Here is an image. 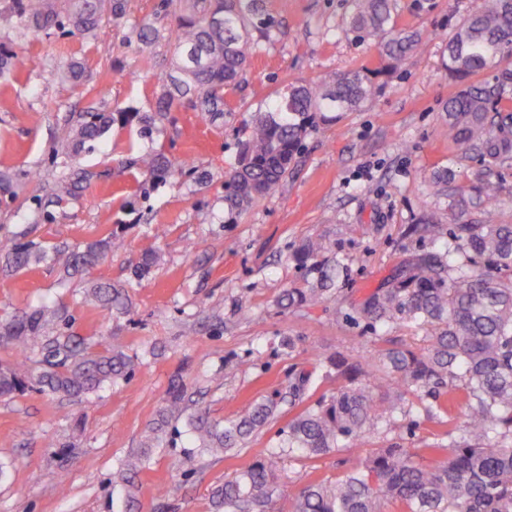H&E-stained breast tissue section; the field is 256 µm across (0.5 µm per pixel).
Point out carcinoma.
Segmentation results:
<instances>
[{
    "instance_id": "1",
    "label": "carcinoma",
    "mask_w": 512,
    "mask_h": 512,
    "mask_svg": "<svg viewBox=\"0 0 512 512\" xmlns=\"http://www.w3.org/2000/svg\"><path fill=\"white\" fill-rule=\"evenodd\" d=\"M129 27L136 40L150 45L164 30L149 22L129 23L127 0H0V30L25 39L52 28L79 34L89 42L105 21ZM349 30L377 41L381 58L392 71L421 44V34L398 23L391 0H350ZM271 19L262 16L259 0H179L169 30L171 67L153 74L160 89L154 112L86 111L68 127L62 141L65 155L75 158L92 149L114 126L132 122L143 138L152 137L157 122L188 100L208 114L230 112L224 93L244 82L250 58L262 40L271 37ZM512 57V0H482L464 17L446 41L442 67L460 89L444 106L448 140L456 154L476 157L488 168L512 165V112L506 105L512 90V68H502L494 83L475 85L471 79ZM36 55L15 56L0 45V78L20 70H37ZM62 82L82 85L84 62L72 59L58 73ZM376 73L352 69L317 84L291 83L265 108L255 112L248 138L240 144L237 162L225 174L224 204L236 212L269 195L293 169L303 142L316 120L335 122L372 101ZM144 180L137 191L149 194L175 171L162 151L130 161ZM99 177L95 171L72 167L50 188L57 199L70 196ZM452 166L435 171L430 186L437 204L455 209L467 219L448 229L442 252L415 256L409 275L371 292L354 308L352 319L372 332L381 327L407 325L422 333L420 347H381L369 353H342L319 363L345 384L329 397L309 403L317 368L302 370L291 381L290 403L301 410L282 431L279 444L267 449L234 477L212 492L213 512H272L280 483L286 478L301 484L293 512H512V224L497 214L500 187L483 183L478 199L469 205L448 192ZM410 233L437 239L440 225L426 216ZM111 233L82 249H48L32 240L0 239V252L15 270L51 261L65 272L91 268L109 250L122 247ZM325 246L305 243L295 254L302 265L319 268L311 288H290L286 307L317 304L341 292L347 272L342 260L335 268L319 262ZM86 297L103 309H124L121 289L96 282ZM65 321L57 308L17 309L0 319V396L35 388L51 395L88 396L106 384L132 375L135 363L117 346L85 343L58 331ZM448 396V406L463 405L460 438L434 448L426 459L417 448L388 444L363 454V448L398 416L410 413V398ZM187 409L186 389L175 375L165 405L151 423L139 451L117 464L114 484L133 496L139 468L150 459L168 434L172 420ZM278 402L248 404L235 418L218 421L198 410L186 426L195 447L216 456L244 448L276 417ZM344 450L353 465L334 481L309 480L296 472L288 476L281 463L297 457L311 460Z\"/></svg>"
}]
</instances>
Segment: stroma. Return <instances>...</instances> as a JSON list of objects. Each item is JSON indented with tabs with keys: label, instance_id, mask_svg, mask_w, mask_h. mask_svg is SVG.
<instances>
[{
	"label": "stroma",
	"instance_id": "obj_1",
	"mask_svg": "<svg viewBox=\"0 0 512 512\" xmlns=\"http://www.w3.org/2000/svg\"><path fill=\"white\" fill-rule=\"evenodd\" d=\"M478 4L393 0L399 24L423 40L386 74L374 42L346 31L347 0H263L275 37L260 42L246 84L228 97L230 112L215 120L184 105L158 123L152 138H140L133 126L112 132L80 159L101 179L57 203L49 202L46 186L70 165L61 150L69 116L92 106L152 110L150 76L169 66L170 55L165 43L144 45L110 25L86 45L60 31L25 40L0 31L1 45L44 60L43 68L0 83V170L13 175L11 192H0V235L76 249L116 229L124 239L122 249L69 278L48 262L6 271L0 254V316L18 307L58 308L70 334L117 345L136 364L129 379L80 404L32 388L0 397V512H212V488L275 446L294 417L286 400L293 374L339 351L372 350L365 326L344 314L388 280L405 277L413 256L432 249L409 232L421 216L452 224L430 194L433 170L452 165V190L468 200L473 186L500 182L503 217L512 221V166L489 171L478 160L453 159L440 133L443 106L458 89L441 65L445 40ZM74 55L87 64L88 81L79 88L57 78ZM356 67L379 70L374 100L311 129L280 186L228 213L224 175L256 110L288 83H316ZM34 111L43 114L37 126L29 120ZM159 150L207 170L208 181L177 173L148 198H135L139 172L125 161ZM158 224L167 228L164 237L152 232ZM310 239L327 243L325 261L347 263L343 292L320 305L285 308L286 289L316 280L295 259ZM152 253L160 262L134 277ZM100 279L125 290L128 312L85 299V288ZM285 336L294 337V352L281 348ZM176 374L190 408L212 418L233 419L245 404L270 398L279 402L278 415L238 452L200 455L185 434L163 442L126 496L112 484L115 466L138 448ZM461 422L460 410L438 417L419 402L369 445L444 446Z\"/></svg>",
	"mask_w": 512,
	"mask_h": 512
}]
</instances>
